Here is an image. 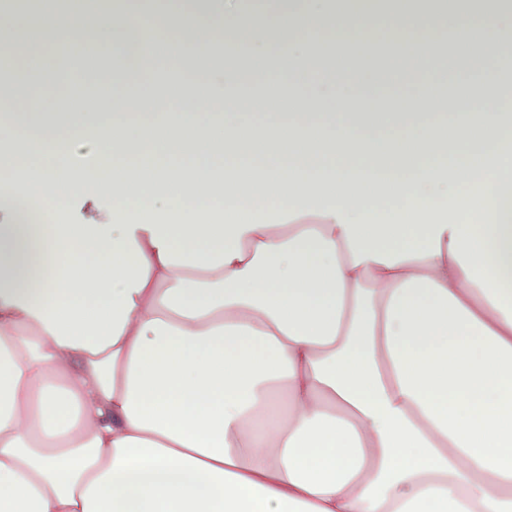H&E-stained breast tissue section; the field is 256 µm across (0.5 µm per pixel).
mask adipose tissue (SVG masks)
I'll return each instance as SVG.
<instances>
[{
	"mask_svg": "<svg viewBox=\"0 0 512 512\" xmlns=\"http://www.w3.org/2000/svg\"><path fill=\"white\" fill-rule=\"evenodd\" d=\"M72 4L0 5V48L103 64L54 108L32 95L53 61L0 70V512H512V66L444 107L360 102L447 84L449 28L486 71L512 0L287 7L299 99L237 0L148 26ZM244 38L246 63L212 66ZM162 47L195 78L138 112L114 76ZM39 56L53 57L58 61V71L64 69L69 73L70 80L66 93L70 91H75L76 93H94L93 86L85 80L81 72L84 61L87 59L78 54L73 44H59L53 48H49V46L40 47L31 45L24 48L16 57L21 59L20 65H22L31 58Z\"/></svg>",
	"mask_w": 512,
	"mask_h": 512,
	"instance_id": "1",
	"label": "adipose tissue"
}]
</instances>
